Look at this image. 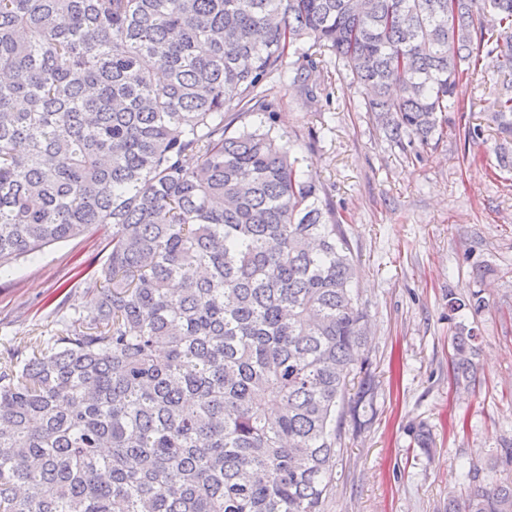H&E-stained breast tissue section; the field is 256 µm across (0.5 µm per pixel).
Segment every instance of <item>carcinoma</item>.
Here are the masks:
<instances>
[{
    "label": "carcinoma",
    "mask_w": 512,
    "mask_h": 512,
    "mask_svg": "<svg viewBox=\"0 0 512 512\" xmlns=\"http://www.w3.org/2000/svg\"><path fill=\"white\" fill-rule=\"evenodd\" d=\"M303 39L300 73L335 56L427 145L469 73L512 72V0H0V269L112 225L95 306L0 367V512H321L373 410L351 248L276 121L229 132ZM491 120L511 169L512 92ZM497 464L448 512H512Z\"/></svg>",
    "instance_id": "cac0c4a2"
}]
</instances>
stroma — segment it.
Masks as SVG:
<instances>
[{
	"label": "stroma",
	"instance_id": "obj_1",
	"mask_svg": "<svg viewBox=\"0 0 512 512\" xmlns=\"http://www.w3.org/2000/svg\"><path fill=\"white\" fill-rule=\"evenodd\" d=\"M300 42L267 85L280 133L296 142L304 177L335 207L356 264L370 338L358 352L377 388L362 429L341 425L322 512H448L469 466L512 447V170L496 165L497 75L464 87L473 110L451 112L440 141L398 146L365 112L349 72L328 65L295 82ZM481 126L477 142L465 127ZM101 225L0 270V361L28 356L35 337L55 336L71 307L92 306L84 280L108 254ZM478 292L482 308L448 312V296ZM477 336L475 383L449 374L452 338ZM425 427L433 446L412 432Z\"/></svg>",
	"mask_w": 512,
	"mask_h": 512
}]
</instances>
